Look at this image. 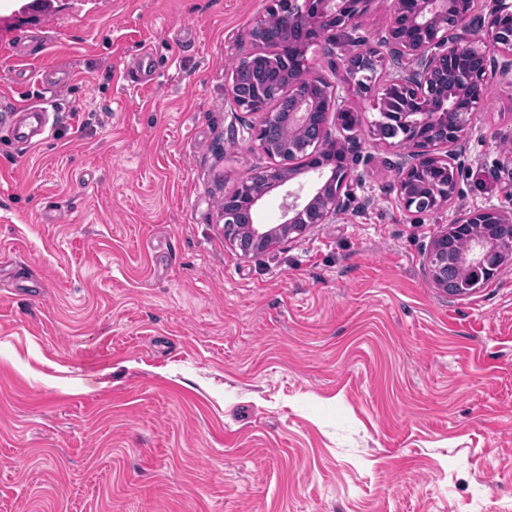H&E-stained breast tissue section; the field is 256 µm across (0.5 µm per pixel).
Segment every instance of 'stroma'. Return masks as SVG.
I'll return each instance as SVG.
<instances>
[{"mask_svg": "<svg viewBox=\"0 0 512 512\" xmlns=\"http://www.w3.org/2000/svg\"><path fill=\"white\" fill-rule=\"evenodd\" d=\"M26 2L0 0V99L74 78L42 143L0 115V512H512V266L456 297L426 264L457 216L512 209V83L489 76L447 208L411 213L385 61L342 213L245 257L218 205L272 160L226 89L269 0ZM57 74L58 73L55 70L48 69L44 70L40 77L36 79V83L38 85L37 91L44 95L43 97H40L42 104L51 103V100L46 97L47 93H50L51 96H55L68 84V80H65L63 77L56 76ZM50 106H52V104H50Z\"/></svg>", "mask_w": 512, "mask_h": 512, "instance_id": "stroma-1", "label": "stroma"}]
</instances>
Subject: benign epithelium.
I'll return each instance as SVG.
<instances>
[{
  "instance_id": "benign-epithelium-1",
  "label": "benign epithelium",
  "mask_w": 512,
  "mask_h": 512,
  "mask_svg": "<svg viewBox=\"0 0 512 512\" xmlns=\"http://www.w3.org/2000/svg\"><path fill=\"white\" fill-rule=\"evenodd\" d=\"M371 0H288L292 5L288 14V25L306 36L311 32L322 34L328 45H339L337 33H344L349 41L361 46L356 37L362 18L369 9ZM472 0H406V7L397 11L380 45L386 47L392 57L412 59L416 67H403L394 73L391 84L400 87L413 107L403 112H394L388 107V98L382 97L380 112L400 123L425 125H447L457 112L458 100H467V112L480 110L483 105V86L487 78V56L494 51L501 56L496 73L512 81V32L494 30L486 38H471L469 34L478 29L474 21ZM465 54L475 65L463 74L441 85L438 77L448 72V61ZM378 55L376 49H362L353 56L341 74L342 85L327 81L324 76L310 69H300L288 78V93L295 100L293 111L288 113V125L302 129L316 118L318 101L316 90H324V98L330 100V109L337 115H354L352 96L371 92L370 84L359 77L360 66L354 61L371 67ZM460 131H455L442 140L429 137L415 138L406 144H392L401 151L402 160L397 181L398 198L406 211L420 209L415 203L418 185L412 174L427 165H441L448 169V193L427 212L432 213L448 205L457 189L458 168L456 156H440L437 151L456 142ZM325 167L315 165L310 171L317 174L318 187L306 199L296 191L287 194L288 202L283 206L281 222L278 224H249L241 238L234 244L246 256H255L288 240L293 234H301L307 225L296 224L298 214L308 210L315 215V223L325 224L341 213V196L347 191L352 179V168L345 164L342 170H331L324 175ZM266 184L252 194L251 206L255 207L271 187H281L289 180L288 174L279 164L266 168ZM490 214L498 224H512V213L505 214L496 208L477 209L465 213L454 221L452 227L462 224H480L483 232L473 236L463 249L458 264L463 278L493 263L503 253L504 247H512V238L495 234L491 225L479 217ZM448 232L437 236L427 254L428 274L441 290H448V279L441 271L447 264Z\"/></svg>"
}]
</instances>
